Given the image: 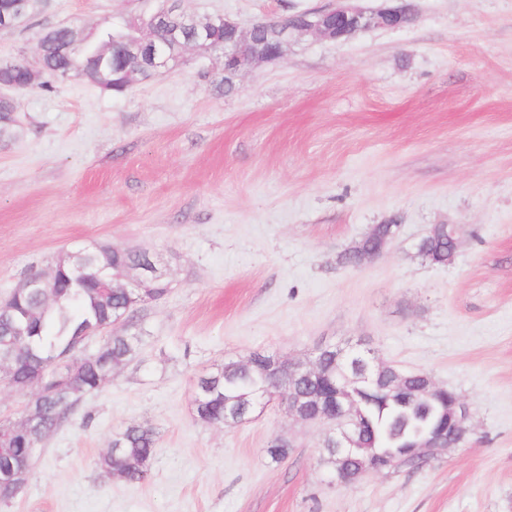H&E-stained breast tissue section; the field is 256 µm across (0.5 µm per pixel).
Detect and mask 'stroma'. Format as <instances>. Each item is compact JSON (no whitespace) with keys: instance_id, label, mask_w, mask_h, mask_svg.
<instances>
[{"instance_id":"1","label":"stroma","mask_w":512,"mask_h":512,"mask_svg":"<svg viewBox=\"0 0 512 512\" xmlns=\"http://www.w3.org/2000/svg\"><path fill=\"white\" fill-rule=\"evenodd\" d=\"M415 20L344 42L307 35L225 93L218 54L115 95L81 79L19 98L0 142V298L90 242L167 269L138 307L136 355L88 394L0 512H512V0H409ZM330 0H178L250 27ZM156 0H42L0 32V59L41 30L124 23ZM398 233L358 267L338 257L372 227ZM456 231L453 262L416 247ZM365 343L453 389L463 445L414 471L332 484L329 430L270 402L235 427L194 411L199 375L269 350L306 359ZM129 425L152 427L145 481L97 465ZM291 446L272 462L268 442Z\"/></svg>"}]
</instances>
